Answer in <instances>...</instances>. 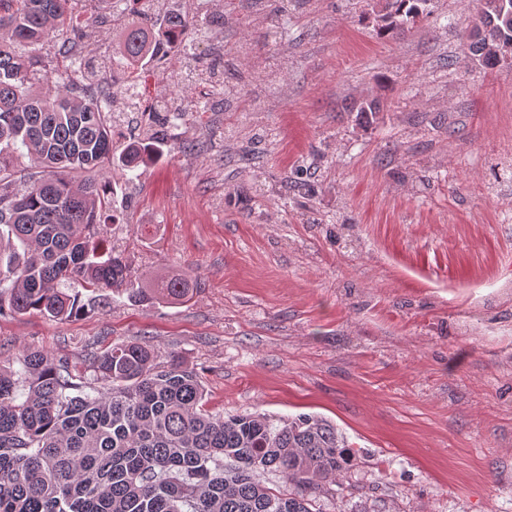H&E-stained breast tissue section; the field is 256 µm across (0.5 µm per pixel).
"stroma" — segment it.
Instances as JSON below:
<instances>
[{
  "label": "stroma",
  "instance_id": "obj_1",
  "mask_svg": "<svg viewBox=\"0 0 512 512\" xmlns=\"http://www.w3.org/2000/svg\"><path fill=\"white\" fill-rule=\"evenodd\" d=\"M278 5L206 0L221 104L100 173L105 247L136 277H191L192 299L5 314L0 360L84 372L143 343L210 411L333 423L356 458L321 512H512V68L469 54L477 0H431L397 39L365 18L382 0H290L282 37ZM189 74L210 83L166 56L148 92Z\"/></svg>",
  "mask_w": 512,
  "mask_h": 512
}]
</instances>
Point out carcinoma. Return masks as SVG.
<instances>
[{
	"instance_id": "1",
	"label": "carcinoma",
	"mask_w": 512,
	"mask_h": 512,
	"mask_svg": "<svg viewBox=\"0 0 512 512\" xmlns=\"http://www.w3.org/2000/svg\"><path fill=\"white\" fill-rule=\"evenodd\" d=\"M128 20L112 59L90 65L81 48L111 14L76 16L72 0H0V316L38 313L68 321L105 307L75 288L120 289L139 302L178 304L195 284L184 274L135 280L100 249L112 200L96 172L114 158L108 112L127 86L91 85L109 71L161 61L152 9L125 0ZM430 0H388L380 34L397 36ZM471 54L502 64L512 43V0H479ZM165 36L191 50L196 17L167 15ZM59 39L45 56L39 46ZM201 105L180 100L155 113L157 142L131 139L119 162L137 168L164 135ZM30 165L17 174L16 161ZM90 374L68 359L27 350L0 360V512H318L324 481L355 460L336 428L300 415L224 417L206 408L197 374L155 362L147 347L114 345L91 356ZM278 477L271 488L265 476Z\"/></svg>"
}]
</instances>
